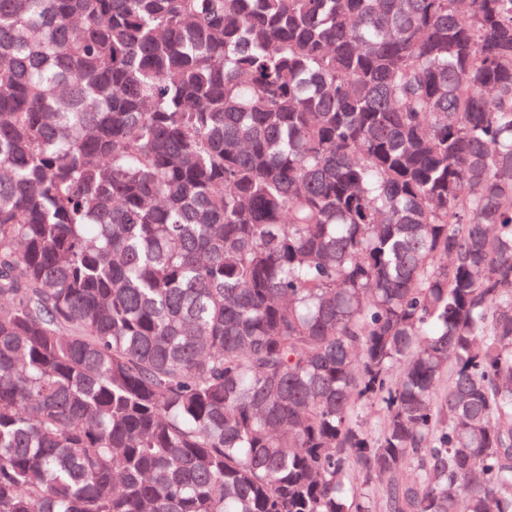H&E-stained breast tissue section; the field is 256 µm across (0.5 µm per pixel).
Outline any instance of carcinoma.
<instances>
[{
	"label": "carcinoma",
	"mask_w": 512,
	"mask_h": 512,
	"mask_svg": "<svg viewBox=\"0 0 512 512\" xmlns=\"http://www.w3.org/2000/svg\"><path fill=\"white\" fill-rule=\"evenodd\" d=\"M378 503L512 512V0H0V512Z\"/></svg>",
	"instance_id": "obj_1"
}]
</instances>
